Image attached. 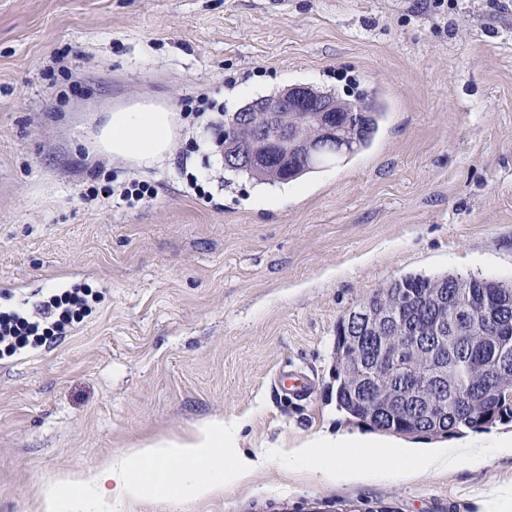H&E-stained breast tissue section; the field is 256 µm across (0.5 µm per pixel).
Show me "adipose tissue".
Wrapping results in <instances>:
<instances>
[{
	"mask_svg": "<svg viewBox=\"0 0 512 512\" xmlns=\"http://www.w3.org/2000/svg\"><path fill=\"white\" fill-rule=\"evenodd\" d=\"M183 127L178 109L165 101L143 100L116 107L97 126L90 152L136 168H161ZM238 424L213 418L176 439H157L104 460L93 470L47 481L39 492L40 512H112L113 506L147 495L206 498L224 490L225 478L247 479L257 459L235 451ZM512 457V435L493 448L476 441L459 447H421L373 436H325L289 449V466L309 465L327 483H364L389 473L392 461L416 476L439 469L483 467L489 455Z\"/></svg>",
	"mask_w": 512,
	"mask_h": 512,
	"instance_id": "ef3b65f1",
	"label": "adipose tissue"
}]
</instances>
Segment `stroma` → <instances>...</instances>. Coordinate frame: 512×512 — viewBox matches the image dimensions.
I'll return each instance as SVG.
<instances>
[{
    "mask_svg": "<svg viewBox=\"0 0 512 512\" xmlns=\"http://www.w3.org/2000/svg\"><path fill=\"white\" fill-rule=\"evenodd\" d=\"M295 84L377 87L388 112L369 149L260 205L212 126ZM148 98L208 103L168 165L89 159L96 118ZM133 181L155 198L122 201ZM446 274L512 283V0H0V312L102 296L67 335L0 357V512L215 417L265 463L118 512H480L512 458L336 486L266 456L371 433L336 402V326L395 279ZM287 365L313 381L304 404L279 398Z\"/></svg>",
    "mask_w": 512,
    "mask_h": 512,
    "instance_id": "stroma-1",
    "label": "stroma"
}]
</instances>
